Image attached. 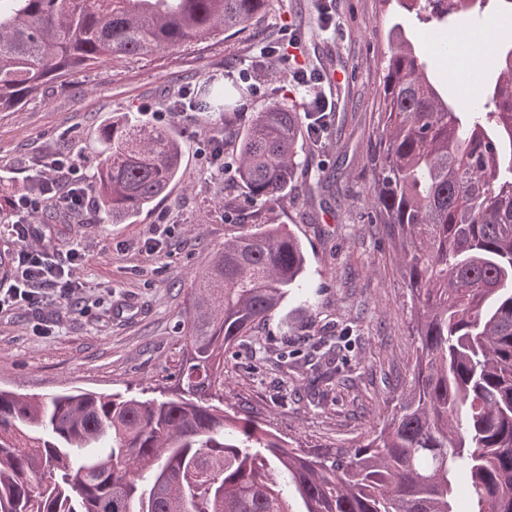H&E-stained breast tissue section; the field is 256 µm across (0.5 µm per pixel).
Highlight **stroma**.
Listing matches in <instances>:
<instances>
[{
	"mask_svg": "<svg viewBox=\"0 0 512 512\" xmlns=\"http://www.w3.org/2000/svg\"><path fill=\"white\" fill-rule=\"evenodd\" d=\"M319 6L269 0L265 15L246 28L98 66L48 84L17 111L0 112V195L30 191L38 160L52 154L71 156L93 174L96 130L123 115L170 129L182 145L184 171L150 208L122 224L100 223L94 209L44 217L39 243L51 257L64 260L73 249L82 256V299L0 317V389L175 396L199 275L225 238L257 224H283L306 249L307 275L232 348L221 408L307 449L357 447L392 413L411 380V300L386 229L360 219L388 31L400 25L416 54L430 59L433 78L467 102L484 97L494 70L480 54L447 45L449 32L473 30L474 14L436 28L396 0H333L325 24ZM271 43L279 53L265 70H253L261 47ZM300 67L323 73L317 91L331 103L330 125L319 141L299 139L287 198L255 207L233 173L211 174L206 142L222 136L225 152L233 153L238 131L274 98L305 111L313 93L288 75ZM232 82L246 90L233 119L200 110L166 118L178 91L202 97ZM316 341L345 357L347 382L316 380L308 353Z\"/></svg>",
	"mask_w": 512,
	"mask_h": 512,
	"instance_id": "stroma-1",
	"label": "stroma"
}]
</instances>
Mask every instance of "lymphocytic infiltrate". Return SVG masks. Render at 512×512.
<instances>
[{
  "label": "lymphocytic infiltrate",
  "instance_id": "obj_1",
  "mask_svg": "<svg viewBox=\"0 0 512 512\" xmlns=\"http://www.w3.org/2000/svg\"><path fill=\"white\" fill-rule=\"evenodd\" d=\"M35 182L38 193L12 202L16 219L10 233L19 250L14 275L9 281H0V316L23 307L38 310L53 302H68L76 299L82 289L74 275L79 252L71 251L62 262L52 260L44 248L33 244L39 228L32 218L49 205L70 214L88 210L91 198L85 182L71 157L62 155L40 161Z\"/></svg>",
  "mask_w": 512,
  "mask_h": 512
}]
</instances>
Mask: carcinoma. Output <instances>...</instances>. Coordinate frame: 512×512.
<instances>
[{"instance_id": "obj_1", "label": "carcinoma", "mask_w": 512, "mask_h": 512, "mask_svg": "<svg viewBox=\"0 0 512 512\" xmlns=\"http://www.w3.org/2000/svg\"><path fill=\"white\" fill-rule=\"evenodd\" d=\"M398 0L443 20L467 4ZM0 13V112L107 62L238 30L269 0H12ZM377 89L369 223L400 242L418 346L409 392L357 448H293L211 404L228 351L300 287L286 227L224 240L187 322L188 396L0 390V512H512V38L478 111L442 91L399 31ZM274 101L237 138L233 167L255 201L288 195L303 129L327 120ZM91 183L103 222L148 208L181 173L172 131L129 117L98 129Z\"/></svg>"}]
</instances>
